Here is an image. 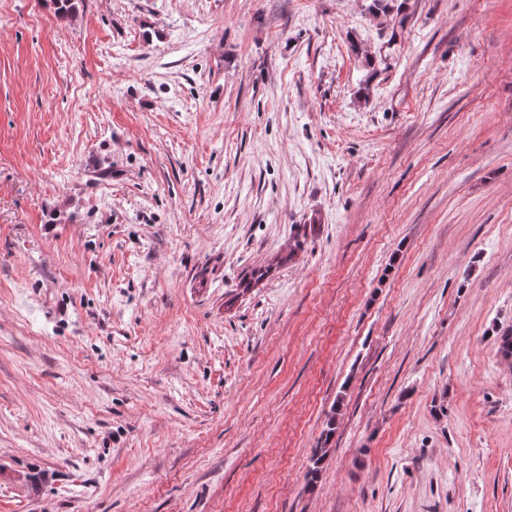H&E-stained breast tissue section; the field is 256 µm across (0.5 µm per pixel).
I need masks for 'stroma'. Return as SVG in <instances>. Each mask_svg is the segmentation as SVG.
Listing matches in <instances>:
<instances>
[{
	"mask_svg": "<svg viewBox=\"0 0 512 512\" xmlns=\"http://www.w3.org/2000/svg\"><path fill=\"white\" fill-rule=\"evenodd\" d=\"M394 4L0 0V512H512V0Z\"/></svg>",
	"mask_w": 512,
	"mask_h": 512,
	"instance_id": "stroma-1",
	"label": "stroma"
}]
</instances>
